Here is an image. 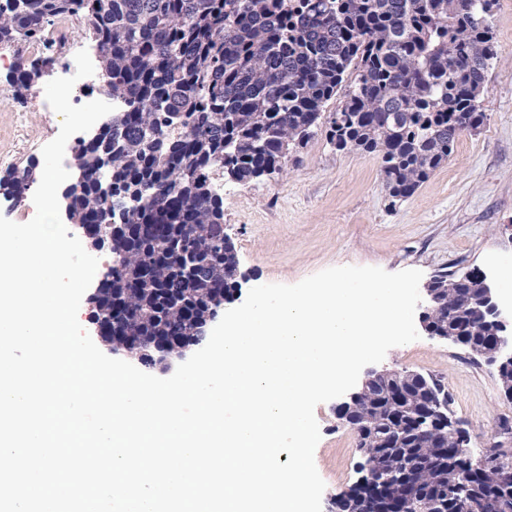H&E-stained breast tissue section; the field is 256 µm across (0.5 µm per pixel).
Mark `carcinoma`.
<instances>
[{"label": "carcinoma", "instance_id": "1", "mask_svg": "<svg viewBox=\"0 0 512 512\" xmlns=\"http://www.w3.org/2000/svg\"><path fill=\"white\" fill-rule=\"evenodd\" d=\"M497 0H0V44L37 41L62 16H81L99 47L102 76L123 110L93 144L81 143L83 182L67 190L70 221L94 227L91 243L122 255L96 298L95 316L127 335L191 336L185 316L232 297L238 266L224 241V198L210 173L247 185L288 167L314 129L338 151L374 154L387 194L411 198L448 163L460 136L479 129L487 72L498 59ZM43 60L19 59L6 81L22 98ZM340 98L336 110L324 112ZM112 191L100 192L103 154ZM32 163L0 176L18 203ZM195 272L179 271L183 256ZM427 318L437 332L481 345L474 313L482 288L462 274L434 275ZM421 374L402 392L381 388L348 409L365 457L409 468L405 481L368 496L357 486L336 512H395L402 494L419 512H512V483L463 468L456 440L419 434L403 413L429 401ZM470 485L471 508L456 498Z\"/></svg>", "mask_w": 512, "mask_h": 512}]
</instances>
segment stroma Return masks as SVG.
I'll return each mask as SVG.
<instances>
[{
  "label": "stroma",
  "instance_id": "1",
  "mask_svg": "<svg viewBox=\"0 0 512 512\" xmlns=\"http://www.w3.org/2000/svg\"><path fill=\"white\" fill-rule=\"evenodd\" d=\"M493 27L499 58L488 72L486 120L458 139L448 164L410 199L390 202L377 156L336 151L321 129L278 175L242 186L213 172L224 185V229L235 244L242 292L295 284L334 266L417 269L427 279L477 267L495 298L503 297L504 275L512 273V0H500ZM9 69L0 62V148L11 150L17 114H26L32 137L44 134V87L61 71L51 66L20 102L5 82ZM381 366L437 380L449 416L472 436L473 456L490 440L512 453V400L496 367L425 333L390 349ZM333 407L328 401L315 409L321 439L314 461L326 501L360 478L356 433L338 424Z\"/></svg>",
  "mask_w": 512,
  "mask_h": 512
}]
</instances>
